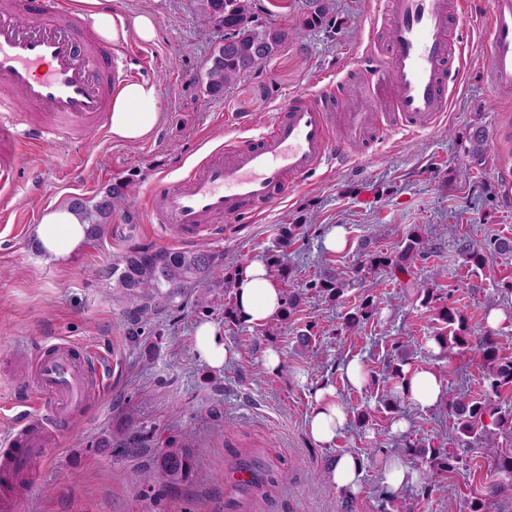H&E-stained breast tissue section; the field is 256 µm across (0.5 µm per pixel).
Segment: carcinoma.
Returning a JSON list of instances; mask_svg holds the SVG:
<instances>
[{
    "mask_svg": "<svg viewBox=\"0 0 512 512\" xmlns=\"http://www.w3.org/2000/svg\"><path fill=\"white\" fill-rule=\"evenodd\" d=\"M202 15L217 18L224 23V38L230 44L220 43L212 48L202 71L195 80L202 84L208 96L221 98L224 93L243 77L276 53L300 29L320 27L327 23L334 10L333 0H305L304 11L295 22L284 26L276 22L258 21L254 0H203ZM125 197L122 183L110 185L98 199L74 196L69 201L70 210L83 222L91 225V236L101 235L103 224L112 211L120 208ZM302 224H282L278 228L275 248L269 250V267L276 272L283 286L281 312L275 325H286L300 311L303 298L314 292L331 304H342L345 293L362 285L365 274L388 269L392 272L409 273L417 256L424 253V241L411 234L400 252L392 254L373 248L370 243L359 245L360 261L350 272L336 273L325 270L304 284V288L290 287L296 270L288 262V249L302 237ZM460 253L471 267L483 270L500 255L512 254V239L499 237L483 246L466 244ZM239 269L220 272L219 257L204 246L191 249L155 248L150 245L133 247L129 253L112 264V282L115 287L135 303L133 312L142 315L148 311L179 308L189 297L197 308L205 311L224 302V323L244 324L234 304L233 288ZM409 293L421 299L429 308L434 289L415 281L407 285ZM379 311V300L372 294H361L358 304L343 317V329L351 331L370 321ZM438 324L427 340L449 355L453 350L466 349L475 352L487 370L485 398L472 399L458 391L446 393L445 405L452 419L454 448L443 446L421 448L407 442L402 455L410 460H420L418 484L422 494L428 495L441 487V479L456 472L464 465L466 455L478 444L489 440L496 433L512 434V403L503 399V393L512 391V359L499 355L495 334L487 330L481 336L471 335V327L464 313L452 304L436 307L432 313ZM315 333L310 324L296 330L295 347L305 352L312 348ZM412 359L405 354L386 363L381 380L383 389L380 404L396 418L402 412L401 404L407 399L403 383L407 380L404 367ZM119 446L130 453L143 448L140 429L129 425L112 435ZM110 438V439H112ZM110 439L102 440L103 445ZM195 467L192 451L188 448H160L145 465L146 480L160 478L175 487L189 479ZM494 475L512 481V451H501L493 457ZM505 489L502 482H494L486 490L465 501L464 512H496L493 498ZM379 512H414V508L398 501L393 494L383 493Z\"/></svg>",
    "mask_w": 512,
    "mask_h": 512,
    "instance_id": "carcinoma-1",
    "label": "carcinoma"
}]
</instances>
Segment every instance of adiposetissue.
Returning a JSON list of instances; mask_svg holds the SVG:
<instances>
[{"instance_id":"1","label":"adipose tissue","mask_w":512,"mask_h":512,"mask_svg":"<svg viewBox=\"0 0 512 512\" xmlns=\"http://www.w3.org/2000/svg\"><path fill=\"white\" fill-rule=\"evenodd\" d=\"M91 18L99 35L112 43L129 38L151 42L157 36L153 15L130 17L112 13L109 0H78ZM164 113L156 84L143 80L123 86L112 100L109 132L114 140L138 142L149 138ZM38 247L45 261H64L87 240L88 228L80 218L61 206L44 211L35 228ZM235 303L244 321L263 325L276 318L282 306V293L275 285L268 264L257 258L248 263L235 282ZM347 421L346 412L336 399L333 385L315 390L307 417L313 439L332 445ZM366 461L353 453L339 454L328 473L329 483L342 495L353 497L362 489Z\"/></svg>"}]
</instances>
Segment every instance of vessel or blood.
Here are the masks:
<instances>
[{"mask_svg": "<svg viewBox=\"0 0 512 512\" xmlns=\"http://www.w3.org/2000/svg\"><path fill=\"white\" fill-rule=\"evenodd\" d=\"M463 17L460 0H379L361 53L366 90L330 81L294 93L261 135L229 142L179 182L153 181L150 220L183 242L216 238L226 222L282 200L312 171L346 165L354 147L432 129L464 79ZM485 47L488 84L511 95L512 0H491ZM137 77L67 0H0V202L10 199L24 151L51 137L106 132L113 96ZM39 352L0 435V512H14L12 486L37 483L51 439L107 391L104 354L58 337Z\"/></svg>", "mask_w": 512, "mask_h": 512, "instance_id": "b4317fda", "label": "vessel or blood"}]
</instances>
